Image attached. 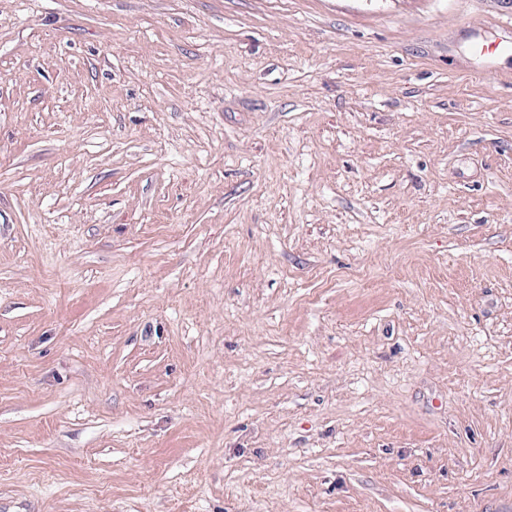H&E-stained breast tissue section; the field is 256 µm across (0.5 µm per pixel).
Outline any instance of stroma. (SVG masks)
I'll use <instances>...</instances> for the list:
<instances>
[{
    "mask_svg": "<svg viewBox=\"0 0 512 512\" xmlns=\"http://www.w3.org/2000/svg\"><path fill=\"white\" fill-rule=\"evenodd\" d=\"M509 19L0 0V512H512Z\"/></svg>",
    "mask_w": 512,
    "mask_h": 512,
    "instance_id": "35a3bbf8",
    "label": "stroma"
}]
</instances>
